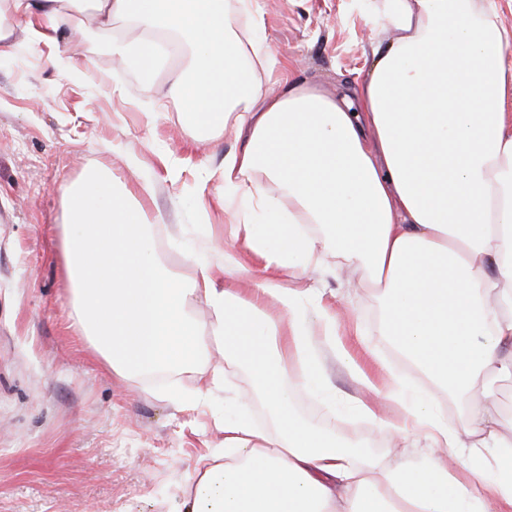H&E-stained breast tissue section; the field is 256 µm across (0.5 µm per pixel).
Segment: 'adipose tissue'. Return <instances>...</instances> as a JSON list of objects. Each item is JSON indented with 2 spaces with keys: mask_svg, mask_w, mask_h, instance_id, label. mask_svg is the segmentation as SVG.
Listing matches in <instances>:
<instances>
[{
  "mask_svg": "<svg viewBox=\"0 0 512 512\" xmlns=\"http://www.w3.org/2000/svg\"><path fill=\"white\" fill-rule=\"evenodd\" d=\"M228 0H0V51L16 23L83 36L115 20L135 37L114 45L134 55L142 82L164 76L170 96L210 132L233 127L240 148L224 157V212L244 225L261 258L246 266L232 245L224 269L239 288H220L204 258L181 282L150 255L141 207L123 202L112 179L84 175L67 200L74 231L63 252L77 324L121 378L201 364L211 337L244 362L276 433L225 414L224 456L196 468L188 512H512V415L500 384L512 380V31L494 0H382L379 20L398 37L377 45L359 107L306 83L270 94L243 66L247 49L231 27ZM185 45L161 65L162 46ZM275 185L288 211L271 210ZM357 272L382 305L378 330L433 384L419 391L367 383L354 411L394 440L422 437L458 457L418 466L343 442L293 411L303 388L340 398L319 369L306 322L310 291L284 286L286 272L318 268L325 253ZM206 303L204 336L192 314ZM455 393L460 424L438 412ZM393 401L404 417L382 415Z\"/></svg>",
  "mask_w": 512,
  "mask_h": 512,
  "instance_id": "adipose-tissue-1",
  "label": "adipose tissue"
}]
</instances>
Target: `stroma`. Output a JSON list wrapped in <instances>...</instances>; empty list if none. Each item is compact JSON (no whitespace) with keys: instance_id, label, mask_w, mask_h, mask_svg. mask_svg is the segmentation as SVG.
Segmentation results:
<instances>
[{"instance_id":"stroma-1","label":"stroma","mask_w":512,"mask_h":512,"mask_svg":"<svg viewBox=\"0 0 512 512\" xmlns=\"http://www.w3.org/2000/svg\"><path fill=\"white\" fill-rule=\"evenodd\" d=\"M380 0H249L230 5L236 31H249L269 53L257 73L262 89L284 82L335 95L361 87L373 50L396 30L376 24ZM124 21L85 38L60 29L32 42L16 27L0 55V512H182L201 457L223 448L219 427L250 390L245 364L215 355L221 387L198 391L199 371L141 382L107 367L74 322L63 264L70 188L95 169L110 174L149 220L154 252L181 281L194 270L192 250L214 267L224 244L258 265L242 227L224 213V155L241 144L233 130L214 136L178 101L158 108L163 89L145 87L135 60L114 62V40L131 39ZM343 315L359 317L373 355L349 353L373 382L386 385L401 355L376 333L381 310L358 275L319 278ZM189 390L169 399L172 386ZM294 410L332 421L347 443L370 442L384 457L427 462L424 440L392 447L370 424L341 412L328 417L304 390Z\"/></svg>"}]
</instances>
